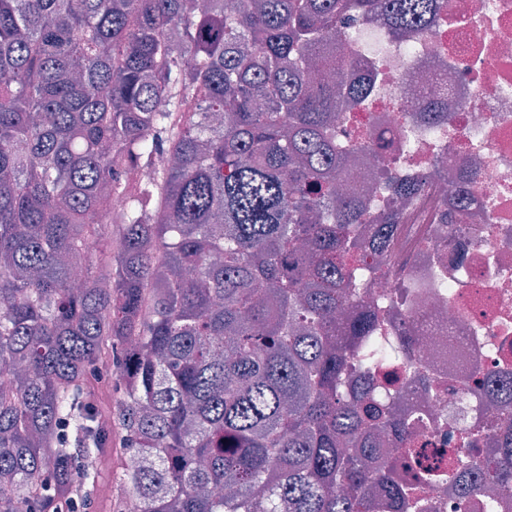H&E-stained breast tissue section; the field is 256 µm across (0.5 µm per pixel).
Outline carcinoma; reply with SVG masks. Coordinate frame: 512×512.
Here are the masks:
<instances>
[{
    "label": "carcinoma",
    "instance_id": "obj_1",
    "mask_svg": "<svg viewBox=\"0 0 512 512\" xmlns=\"http://www.w3.org/2000/svg\"><path fill=\"white\" fill-rule=\"evenodd\" d=\"M446 7L0 0V372L16 379L0 391V512H85L116 434L141 512H418L438 478L496 512L512 413L493 436L458 430L433 466L415 440L433 416L376 393L413 337L379 336L357 288L367 216L337 187L340 103L368 105L369 86L319 69L358 17L420 33ZM129 166L152 178L126 182ZM394 224L375 225L383 258Z\"/></svg>",
    "mask_w": 512,
    "mask_h": 512
}]
</instances>
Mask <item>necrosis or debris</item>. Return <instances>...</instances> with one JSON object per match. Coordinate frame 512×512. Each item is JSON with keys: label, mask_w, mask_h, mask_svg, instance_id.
Masks as SVG:
<instances>
[{"label": "necrosis or debris", "mask_w": 512, "mask_h": 512, "mask_svg": "<svg viewBox=\"0 0 512 512\" xmlns=\"http://www.w3.org/2000/svg\"><path fill=\"white\" fill-rule=\"evenodd\" d=\"M338 58L371 83L368 108L347 112L336 139L353 148L383 143L386 153L360 155L354 186L371 175L369 217L397 211L394 254L405 283L387 272L368 276L371 303L391 297L382 333L406 325L418 343L399 399L425 404L436 418L426 438L441 447L456 428L512 408V0H448L432 33L401 35L382 19L352 23ZM445 102L447 123L420 120L419 101ZM472 172L470 203L458 212L449 174ZM423 191L396 206L401 182ZM492 370L481 395L469 388Z\"/></svg>", "instance_id": "necrosis-or-debris-1"}]
</instances>
